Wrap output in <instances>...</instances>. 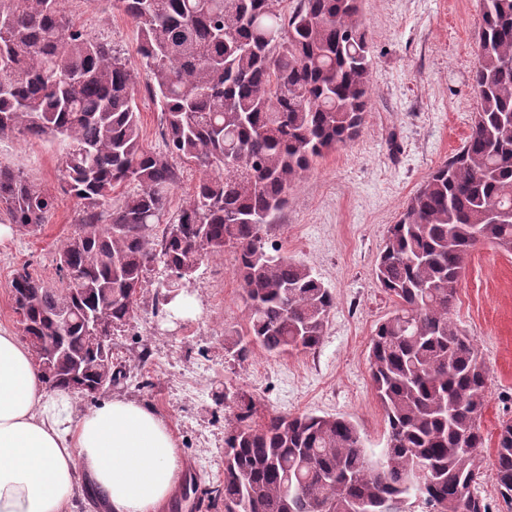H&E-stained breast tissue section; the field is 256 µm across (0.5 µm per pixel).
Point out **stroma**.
Listing matches in <instances>:
<instances>
[{"label": "stroma", "mask_w": 512, "mask_h": 512, "mask_svg": "<svg viewBox=\"0 0 512 512\" xmlns=\"http://www.w3.org/2000/svg\"><path fill=\"white\" fill-rule=\"evenodd\" d=\"M64 7L88 36L111 41L140 68L137 27L113 9L112 0H66ZM361 17L372 58L366 125L355 141L317 160L265 227L268 244L308 265L335 298L320 347L276 357L257 350L243 361L226 350L225 334L244 329L247 318L229 248L204 260L194 281L177 291L196 297V315L176 316L158 300L157 286L167 279L158 266L133 318L112 333V361L128 377L108 396L152 405L178 442L184 480H198L201 487L224 481L229 392L253 395L261 416L276 411L346 417L358 426L369 453L386 446L367 355L377 323L395 304L373 269L389 224L469 134L482 8L480 0H362ZM61 154L55 142L0 136V167L22 172L56 197L37 231L17 227L0 239V326L16 332L21 326L12 278L25 267L57 280L56 257L76 230L79 206L61 191ZM451 317L473 338L489 370L479 491L502 512L492 463L500 424L512 420V254L489 245L472 251Z\"/></svg>", "instance_id": "obj_1"}]
</instances>
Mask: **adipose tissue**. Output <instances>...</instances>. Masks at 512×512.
I'll return each mask as SVG.
<instances>
[{
    "label": "adipose tissue",
    "mask_w": 512,
    "mask_h": 512,
    "mask_svg": "<svg viewBox=\"0 0 512 512\" xmlns=\"http://www.w3.org/2000/svg\"><path fill=\"white\" fill-rule=\"evenodd\" d=\"M84 473L106 512H161L182 477L178 443L151 406L115 397L79 416L28 344L0 327V512H70Z\"/></svg>",
    "instance_id": "ef3b65f1"
}]
</instances>
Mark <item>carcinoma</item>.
<instances>
[{
    "label": "carcinoma",
    "mask_w": 512,
    "mask_h": 512,
    "mask_svg": "<svg viewBox=\"0 0 512 512\" xmlns=\"http://www.w3.org/2000/svg\"><path fill=\"white\" fill-rule=\"evenodd\" d=\"M112 0L136 24L146 88L166 150L141 141L137 74L106 40L90 38L64 0H0V136L57 140L79 231L59 252L61 285L22 270L12 296L24 336L53 388L87 398L112 346L86 338L125 325L152 268L170 287L230 246L247 306L244 331L225 336L244 360L312 352L334 297L306 264L266 249L263 227L326 153L359 136L371 91L360 0ZM477 95L470 133L428 174L389 225L374 275L395 310L371 338V380L388 426L378 460L343 416L269 412L254 421L238 392L224 416V483L207 489L224 512H489L478 492L488 369L451 320L466 259L479 245L512 254V0H481ZM195 166L186 205L168 215ZM137 190L111 204L126 184ZM54 197L0 167V210L33 230ZM55 350L50 367L43 353ZM493 467L512 512V420L500 425ZM183 170L179 183L171 190L169 195L170 213H176L186 204L192 193L195 182L199 178V172L196 169L186 166Z\"/></svg>",
    "instance_id": "obj_1"
}]
</instances>
